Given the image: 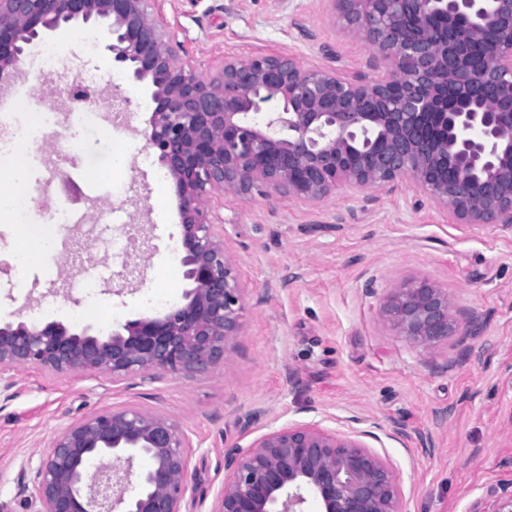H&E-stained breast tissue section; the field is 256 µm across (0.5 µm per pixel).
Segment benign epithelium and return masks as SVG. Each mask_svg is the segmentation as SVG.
I'll return each mask as SVG.
<instances>
[{"label": "benign epithelium", "mask_w": 512, "mask_h": 512, "mask_svg": "<svg viewBox=\"0 0 512 512\" xmlns=\"http://www.w3.org/2000/svg\"><path fill=\"white\" fill-rule=\"evenodd\" d=\"M157 0H0V73L25 46L73 22L108 23L105 50L154 87L145 136L179 197L182 263L191 288L164 315L106 336L60 323L0 326V382L23 366L114 381L202 372L225 359L243 326L235 260L208 218L212 195L266 189L315 203L346 186L410 180L464 226L512 230V0H332L368 33L369 81L305 69L285 53L224 57L202 76L180 57ZM390 327L432 352L461 327L448 289L427 278L393 289ZM188 433L135 408L87 416L60 431L36 471V512H193ZM137 454L150 468L133 482ZM109 457L86 485L88 462ZM211 512H406L401 475L360 436L318 423L271 430L225 456ZM466 512H512V480Z\"/></svg>", "instance_id": "1"}]
</instances>
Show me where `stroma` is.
<instances>
[{
	"label": "stroma",
	"instance_id": "obj_1",
	"mask_svg": "<svg viewBox=\"0 0 512 512\" xmlns=\"http://www.w3.org/2000/svg\"><path fill=\"white\" fill-rule=\"evenodd\" d=\"M182 57L216 68L225 56L283 52L306 68L377 79L366 36L345 28L331 0H162ZM104 23L72 24L34 41L0 86L34 84L31 54L65 51L94 89L130 101L125 144L136 199L89 180L107 161L97 138L102 120L79 123L85 148L69 176L83 179V212L108 204L134 224L145 255L141 276L122 280L104 250L97 292L59 294L52 261L22 275L9 257L13 234L0 223V325L58 322L104 336L126 321L155 316L184 301L179 198L159 193L166 170L144 131L156 108L150 82L135 81L105 51ZM218 234L243 288V330L225 361L186 377L152 383L20 368L10 396L0 395V512H31L29 493L56 434L82 418L133 407L179 423L191 438L197 512H212L224 486V454L270 429L318 422L377 436L374 451L400 471L408 512H465L487 486L512 479V233L467 227L416 192L409 181L352 192L340 187L314 205L259 192L214 198ZM426 278L447 288L476 334L457 332L434 353H420L383 317L393 288ZM400 421L407 439L391 438Z\"/></svg>",
	"mask_w": 512,
	"mask_h": 512
}]
</instances>
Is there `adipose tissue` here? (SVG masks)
<instances>
[{
    "instance_id": "1",
    "label": "adipose tissue",
    "mask_w": 512,
    "mask_h": 512,
    "mask_svg": "<svg viewBox=\"0 0 512 512\" xmlns=\"http://www.w3.org/2000/svg\"><path fill=\"white\" fill-rule=\"evenodd\" d=\"M30 172L27 155L20 147L0 153V222L17 225L18 236L12 255L20 270L40 266L53 249L55 229L50 224H27L31 210L28 191Z\"/></svg>"
}]
</instances>
